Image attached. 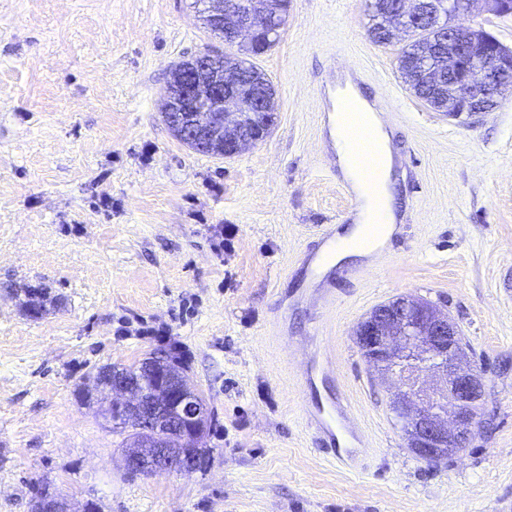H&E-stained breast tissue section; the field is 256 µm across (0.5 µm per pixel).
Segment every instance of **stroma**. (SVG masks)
<instances>
[{
	"label": "stroma",
	"instance_id": "obj_1",
	"mask_svg": "<svg viewBox=\"0 0 512 512\" xmlns=\"http://www.w3.org/2000/svg\"><path fill=\"white\" fill-rule=\"evenodd\" d=\"M455 23L512 49V14ZM366 0H289L254 63L277 91L268 136L224 158L163 118L169 71L225 45L193 0H0V512L39 487L101 512H512V89L478 119L430 108L374 43ZM379 107L405 176L384 250L310 270L322 225L353 221L323 129L330 73ZM53 299L28 317L19 289ZM411 295L455 322L487 389L467 448L417 457L355 329ZM333 348L366 442L329 462L300 404L304 340ZM297 340L285 349L283 337ZM179 352L214 414L202 469L132 476L93 377Z\"/></svg>",
	"mask_w": 512,
	"mask_h": 512
}]
</instances>
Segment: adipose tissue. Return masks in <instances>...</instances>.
<instances>
[{
    "mask_svg": "<svg viewBox=\"0 0 512 512\" xmlns=\"http://www.w3.org/2000/svg\"><path fill=\"white\" fill-rule=\"evenodd\" d=\"M327 104V139L336 164L355 194L359 207L353 224L337 232L335 246L322 249L315 258V267L323 271L370 256L379 245L390 240L398 222L391 197V185L396 174L391 151L382 153L380 182L375 187L365 181L356 162L358 128L384 134L385 126L380 116L350 86L342 91H328Z\"/></svg>",
    "mask_w": 512,
    "mask_h": 512,
    "instance_id": "1",
    "label": "adipose tissue"
}]
</instances>
